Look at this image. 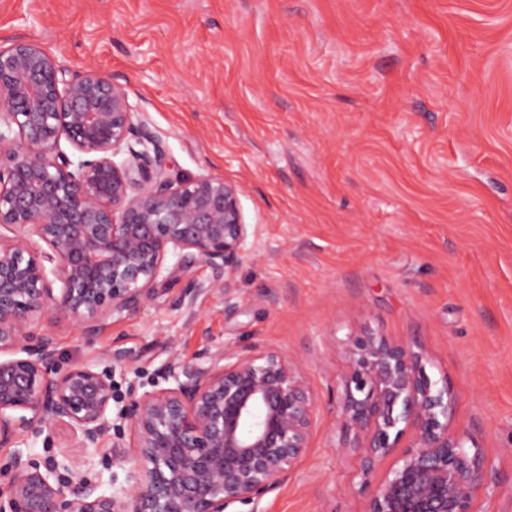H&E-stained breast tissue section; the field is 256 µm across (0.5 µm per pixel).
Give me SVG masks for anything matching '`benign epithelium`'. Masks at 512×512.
<instances>
[{
  "label": "benign epithelium",
  "mask_w": 512,
  "mask_h": 512,
  "mask_svg": "<svg viewBox=\"0 0 512 512\" xmlns=\"http://www.w3.org/2000/svg\"><path fill=\"white\" fill-rule=\"evenodd\" d=\"M242 193L209 176L173 181L162 146L111 77L90 70L67 80L40 44L0 45V230L10 232L0 234V447L65 425L81 447L128 465L127 489L106 495L70 457L41 465L19 450L0 512H226L288 479L318 404L280 351L230 348L206 366H173L167 385L121 410L127 447L106 448L112 374L60 366L53 336L31 332L60 312L91 336L199 265L213 276L187 288L224 297L234 312L232 277L251 235ZM341 383L339 420L365 473L413 432L364 512H473L485 462L451 431L455 398L422 352L365 330Z\"/></svg>",
  "instance_id": "1"
}]
</instances>
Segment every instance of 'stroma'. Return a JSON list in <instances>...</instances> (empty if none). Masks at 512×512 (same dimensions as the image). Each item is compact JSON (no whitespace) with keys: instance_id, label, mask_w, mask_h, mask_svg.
<instances>
[{"instance_id":"35a3bbf8","label":"stroma","mask_w":512,"mask_h":512,"mask_svg":"<svg viewBox=\"0 0 512 512\" xmlns=\"http://www.w3.org/2000/svg\"><path fill=\"white\" fill-rule=\"evenodd\" d=\"M17 36L112 77L171 178L242 185L255 228L235 314L179 282L91 338L53 312L39 329L63 365L141 394L228 344L277 349L320 412L259 512H363L402 455L367 476L339 446L348 348L370 327L453 389L452 427L486 462L475 512H512V0H0V44ZM20 450L126 485L63 428Z\"/></svg>"}]
</instances>
